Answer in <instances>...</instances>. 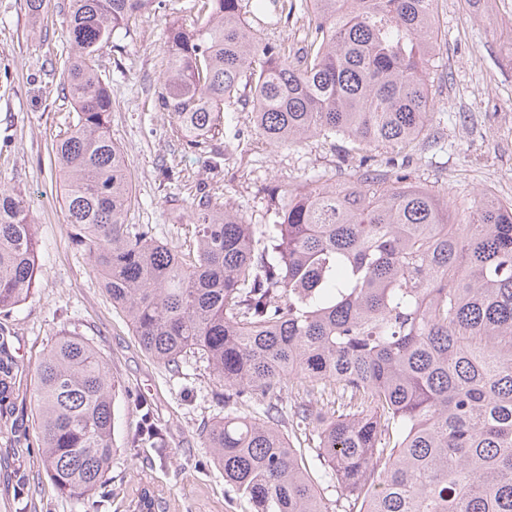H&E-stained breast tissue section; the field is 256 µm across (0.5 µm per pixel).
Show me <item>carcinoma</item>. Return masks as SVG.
I'll use <instances>...</instances> for the list:
<instances>
[{"label":"carcinoma","mask_w":512,"mask_h":512,"mask_svg":"<svg viewBox=\"0 0 512 512\" xmlns=\"http://www.w3.org/2000/svg\"><path fill=\"white\" fill-rule=\"evenodd\" d=\"M154 0H66L63 87L75 115L52 147L73 243L171 372L195 357L244 407L203 424L214 463L252 512H512V203L481 194L457 222L448 202L364 170L338 188L320 174L263 189L260 230L210 198L188 215L193 246L126 223L125 154L112 140L100 49ZM307 30L303 47L265 38L266 0H194L165 30L158 101L200 149L230 106H252L263 142L360 145L418 139L434 108L438 0H274ZM29 203L0 189V314L25 304L39 272ZM22 367L0 342V422ZM36 444L61 494L106 487L118 391L104 357L59 332L34 368ZM297 384L286 406L280 396ZM317 433L313 448L293 441ZM165 444L146 416L132 442Z\"/></svg>","instance_id":"carcinoma-1"}]
</instances>
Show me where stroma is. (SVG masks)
Here are the masks:
<instances>
[{
	"label": "stroma",
	"mask_w": 512,
	"mask_h": 512,
	"mask_svg": "<svg viewBox=\"0 0 512 512\" xmlns=\"http://www.w3.org/2000/svg\"><path fill=\"white\" fill-rule=\"evenodd\" d=\"M61 0H46L33 19L26 0H0V188L27 197L38 228L42 272L33 296L7 316L0 337L20 362H37L60 331L89 339L118 384L114 404L115 453L104 502L60 495L38 461L32 424L34 381L22 375L14 447L0 435V512H135L143 492L165 512H250L233 497L200 431L224 415L205 365L187 358L172 374L140 347L124 315L113 307L85 253L64 221L62 180L50 163L52 145L71 110L60 62L68 51ZM190 0H162L131 26L119 47L100 53L99 73L112 90V138L132 175L131 224H149L159 241L184 243L189 212L202 195L267 224L262 190L289 187L318 172L348 182L360 164L395 171L462 210L481 193L512 202V59L500 52L502 34L488 16L512 14V0H492L488 16L461 0H438L444 35L431 81L434 109L417 140L405 147L354 149L350 140L312 139L278 151L260 139L247 108L232 113L209 150L193 151L171 134L168 112L157 103L164 30L183 19ZM147 403L165 431L166 448L130 449L127 440Z\"/></svg>",
	"instance_id": "stroma-1"
}]
</instances>
